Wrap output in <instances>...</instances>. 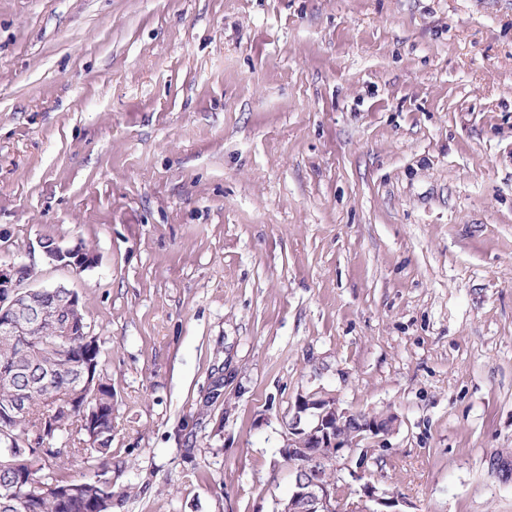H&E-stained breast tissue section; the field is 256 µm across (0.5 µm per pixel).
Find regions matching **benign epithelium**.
Returning a JSON list of instances; mask_svg holds the SVG:
<instances>
[{
  "label": "benign epithelium",
  "instance_id": "benign-epithelium-1",
  "mask_svg": "<svg viewBox=\"0 0 512 512\" xmlns=\"http://www.w3.org/2000/svg\"><path fill=\"white\" fill-rule=\"evenodd\" d=\"M46 257L60 261L77 271L87 261L76 250L44 251ZM20 268L0 266V328L17 336L31 335L32 328L18 318L25 307L18 295ZM311 413L312 422H302V415ZM354 415L340 408L332 397H302L297 401L296 413L288 423V443L282 453L297 463L293 489L280 512H401L400 500L378 494L377 488L367 482L361 491L351 490L348 479L362 478L366 458L355 454L352 444L361 438L388 434L393 429V418L381 420L375 416L359 419L357 429L347 431ZM321 448L330 449L336 457V483L321 482L319 467L326 456Z\"/></svg>",
  "mask_w": 512,
  "mask_h": 512
}]
</instances>
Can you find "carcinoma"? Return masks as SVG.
<instances>
[{
	"label": "carcinoma",
	"instance_id": "1",
	"mask_svg": "<svg viewBox=\"0 0 512 512\" xmlns=\"http://www.w3.org/2000/svg\"><path fill=\"white\" fill-rule=\"evenodd\" d=\"M41 318L25 312L39 330L23 338L0 329V512H111L112 489L98 482L112 462V383L101 364L98 339L87 334L79 296L49 289L34 299ZM70 323L56 336L57 316ZM85 436L80 452L100 462L82 482L51 474L36 479L47 459L65 448H27L32 437L51 441L74 422Z\"/></svg>",
	"mask_w": 512,
	"mask_h": 512
}]
</instances>
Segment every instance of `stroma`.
<instances>
[{
  "mask_svg": "<svg viewBox=\"0 0 512 512\" xmlns=\"http://www.w3.org/2000/svg\"><path fill=\"white\" fill-rule=\"evenodd\" d=\"M0 265L80 297L112 512H277L308 395L395 416L404 512H512V0H0ZM40 243V247L42 248L46 257L50 258L54 261H62V264L67 265L75 269L76 271L83 270L84 266L87 264V261L84 259L83 254L80 252L86 253L90 257V261L92 259L91 252L86 249L83 245H79L78 251L76 250H58V251H48L45 247Z\"/></svg>",
  "mask_w": 512,
  "mask_h": 512,
  "instance_id": "stroma-1",
  "label": "stroma"
}]
</instances>
